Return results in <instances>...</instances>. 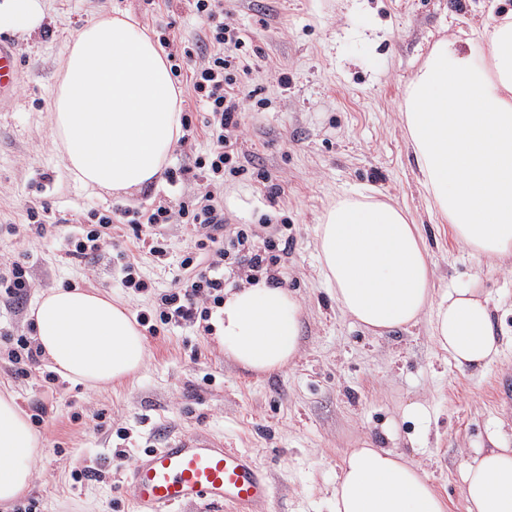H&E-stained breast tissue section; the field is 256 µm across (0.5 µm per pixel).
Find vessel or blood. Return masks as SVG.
I'll return each mask as SVG.
<instances>
[{
    "instance_id": "obj_1",
    "label": "vessel or blood",
    "mask_w": 512,
    "mask_h": 512,
    "mask_svg": "<svg viewBox=\"0 0 512 512\" xmlns=\"http://www.w3.org/2000/svg\"><path fill=\"white\" fill-rule=\"evenodd\" d=\"M18 77L17 50L0 40V103L14 96ZM122 481L135 512H173L201 502L226 512H255L270 492L268 476L252 456L204 430L164 436L158 447L123 466Z\"/></svg>"
}]
</instances>
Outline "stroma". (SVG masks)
I'll return each mask as SVG.
<instances>
[{"label": "stroma", "mask_w": 512, "mask_h": 512, "mask_svg": "<svg viewBox=\"0 0 512 512\" xmlns=\"http://www.w3.org/2000/svg\"><path fill=\"white\" fill-rule=\"evenodd\" d=\"M512 0H224L227 23L262 56L251 75L263 106L244 112L243 175L224 182L229 223L251 225L257 239L287 237L275 273L303 308L299 353L282 371L254 376L225 359L217 337L184 325L146 336L143 367L123 383L87 389L64 379L45 387L49 362L29 377L0 366V390L44 421V448L28 494L38 512H132L120 464L163 436L205 429L248 453L267 471L270 498L258 512H331L344 453L371 436L426 465L449 512H465L458 464L464 448L487 446L502 430L512 448V406L495 387H512V345L482 373L458 369L438 352L428 319L375 337L345 316L320 273L316 226L336 196L367 185L406 206L433 252L437 290L471 287L498 304L497 331L512 336V266L469 252L447 222L428 211L402 119L405 90L440 40L467 38L497 3ZM130 13L156 33L171 25L186 42L203 24L187 0H48L44 28L29 38L0 37L21 57L20 91L0 117V268L26 259L36 279L27 296L57 286L107 293L130 315L185 276V228L163 229L165 257L139 249L128 226L112 234L150 292L124 288L112 248L90 262L68 258L69 219L89 208L147 209L196 190L195 181L150 182L130 196L91 190L67 170L50 136V106L65 46L90 17ZM278 194H270V187ZM45 208L47 234L34 239L27 209ZM28 307H0V328L32 334ZM425 403L427 417L403 420ZM91 466L100 478L75 481Z\"/></svg>", "instance_id": "stroma-1"}]
</instances>
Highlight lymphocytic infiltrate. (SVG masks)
<instances>
[{
    "instance_id": "lymphocytic-infiltrate-1",
    "label": "lymphocytic infiltrate",
    "mask_w": 512,
    "mask_h": 512,
    "mask_svg": "<svg viewBox=\"0 0 512 512\" xmlns=\"http://www.w3.org/2000/svg\"><path fill=\"white\" fill-rule=\"evenodd\" d=\"M194 13L204 25V37L191 45L178 43L169 29L158 36L168 49L171 72L181 77L190 71L189 96L206 112L203 134L209 150L195 157L191 169H169L170 183H178L193 174L200 186L178 205L158 203L146 210L116 208L103 213L88 209L79 218L66 239V253L83 261L112 244V227L129 225L136 242L154 255H164L165 240L161 226L183 224L190 230L191 246L181 261L186 275L181 284L161 294L151 310L139 312L137 320L150 333L180 324H196L204 333H212V311L224 303V248L237 246L245 250V266L256 272L276 263L283 250L282 239H263L254 243L252 233L243 225H230L224 217V203L217 195L225 176L237 175L238 141L243 134L242 114L250 100L244 81L253 71L258 48L247 45L237 28L224 23L223 0H189ZM35 285V278L25 262L15 261L0 272V306L15 308ZM6 347L0 351L17 376L30 375L41 362L43 350L28 336L7 330L0 334Z\"/></svg>"
}]
</instances>
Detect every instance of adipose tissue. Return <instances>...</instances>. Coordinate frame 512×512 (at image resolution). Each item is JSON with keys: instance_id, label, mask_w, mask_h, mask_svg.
Instances as JSON below:
<instances>
[{"instance_id": "adipose-tissue-1", "label": "adipose tissue", "mask_w": 512, "mask_h": 512, "mask_svg": "<svg viewBox=\"0 0 512 512\" xmlns=\"http://www.w3.org/2000/svg\"><path fill=\"white\" fill-rule=\"evenodd\" d=\"M44 0H0V28L28 36ZM484 43L445 40L430 52L404 100L407 141L432 208L457 241L491 259L512 257V10L490 13ZM51 135L74 179L127 194L153 181L181 134L182 98L163 49L128 14L85 22L65 48L51 107ZM322 274L340 309L373 335L428 317L433 341L463 370L498 362L503 338L489 299L469 288L435 293L430 249L407 210L360 187L337 196L317 226ZM35 339L53 370L102 389L143 365L146 342L109 296L56 288L31 308ZM213 323L225 358L258 375L285 368L299 351L302 306L261 277L224 291ZM466 452L459 466L466 512H512V448ZM43 443L26 412L0 393V506L32 480ZM333 512H448L418 462L365 438L347 451Z\"/></svg>"}]
</instances>
